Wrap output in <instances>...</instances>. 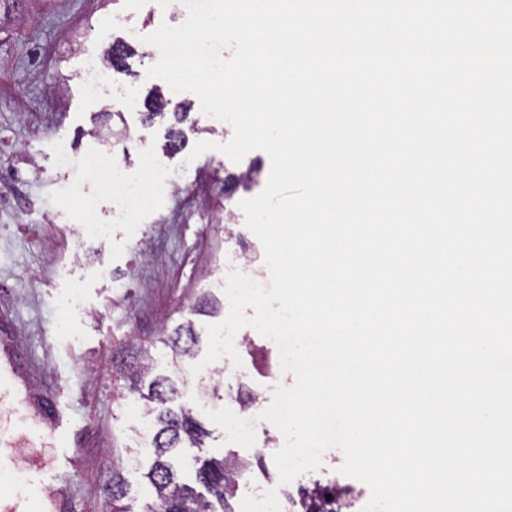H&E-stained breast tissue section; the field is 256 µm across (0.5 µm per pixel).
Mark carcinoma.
<instances>
[{"label": "carcinoma", "instance_id": "obj_1", "mask_svg": "<svg viewBox=\"0 0 512 512\" xmlns=\"http://www.w3.org/2000/svg\"><path fill=\"white\" fill-rule=\"evenodd\" d=\"M133 54L130 45L116 41L107 54L106 63L112 72L126 74L127 59ZM168 102L162 93L151 98L144 112L145 119L151 121L166 114ZM258 175V170L250 167L239 175H228L224 181L233 188L246 189ZM158 342L170 348L175 357H192L199 343L192 325H180L171 333H162ZM153 366L149 348L143 346L137 352L135 361L126 367L125 375L131 392L144 400L143 415L151 427L154 460L144 473L146 490L152 504L146 512H215L212 501L223 505L222 512H234L226 505V500L234 496L240 463L234 459H198L196 463V485L178 481V471L182 458L180 448H200L204 445L206 430L191 407H173L179 395L178 382L170 376L154 378L148 386L143 379ZM104 492L112 499L113 512H128L121 501L127 495L126 483L120 470L110 472L103 485Z\"/></svg>", "mask_w": 512, "mask_h": 512}]
</instances>
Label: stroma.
<instances>
[{"label": "stroma", "mask_w": 512, "mask_h": 512, "mask_svg": "<svg viewBox=\"0 0 512 512\" xmlns=\"http://www.w3.org/2000/svg\"><path fill=\"white\" fill-rule=\"evenodd\" d=\"M181 24L174 0H0V337L15 339L19 370H30L39 397L56 402L75 437L79 464L64 465V451L49 440L31 437L37 425L32 407L13 401L0 408L15 475H60L70 487L71 512H112L103 491L112 467L128 486L131 512L148 500L142 474L151 461L150 443L139 435L140 410L120 373L125 349L147 344L163 328L192 322L198 332L223 321V314H201L193 302L201 293L220 298L214 283L224 271L230 233L248 235L238 204L265 187L271 162L261 150L241 163L209 151L195 161L187 154L209 139L208 118L189 92L178 99L187 116L182 152L169 156L161 146L173 118L145 121L127 111L117 86L138 99L160 86L146 71L155 62L151 47L134 42L131 75L109 82L100 100L83 87L84 61L103 56L112 41L127 39L128 27L142 34L161 22ZM120 115L131 136L123 141L122 162L136 170L142 146L159 153L178 191H162L153 207L116 224L112 198L103 180L90 177L89 155L106 152L92 138L94 126ZM65 145L70 165H61L57 145ZM258 164L250 189L224 193V176ZM85 194L73 196L76 184ZM93 206L100 223L110 225L102 242L85 233L81 213ZM241 369L215 361L191 376L177 402L210 410L236 408L231 393L243 383L257 384V359L241 352ZM199 449L187 456L238 457L251 472L276 487L278 472L265 456V442L276 428L257 422V442L246 449L226 443L211 420Z\"/></svg>", "instance_id": "35a3bbf8"}]
</instances>
